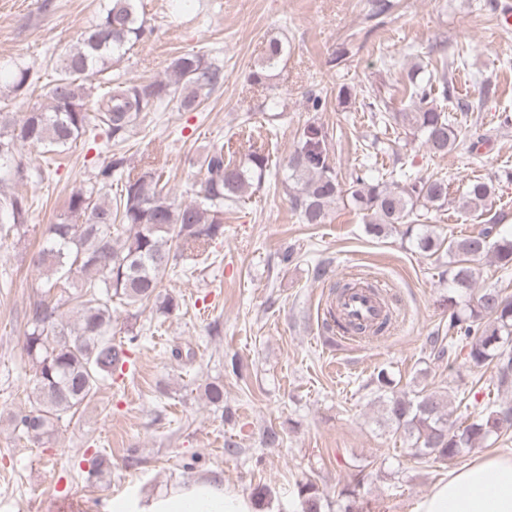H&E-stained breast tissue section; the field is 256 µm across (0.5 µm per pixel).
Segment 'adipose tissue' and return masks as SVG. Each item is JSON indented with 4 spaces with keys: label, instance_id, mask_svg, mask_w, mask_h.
<instances>
[{
    "label": "adipose tissue",
    "instance_id": "adipose-tissue-1",
    "mask_svg": "<svg viewBox=\"0 0 512 512\" xmlns=\"http://www.w3.org/2000/svg\"><path fill=\"white\" fill-rule=\"evenodd\" d=\"M112 512H259L254 499L215 478L175 481L151 491L133 487L112 500ZM422 512H512V455L471 461L451 472Z\"/></svg>",
    "mask_w": 512,
    "mask_h": 512
}]
</instances>
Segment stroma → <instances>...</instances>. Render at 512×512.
<instances>
[{
    "label": "stroma",
    "instance_id": "stroma-1",
    "mask_svg": "<svg viewBox=\"0 0 512 512\" xmlns=\"http://www.w3.org/2000/svg\"><path fill=\"white\" fill-rule=\"evenodd\" d=\"M500 0H139L149 34L110 67L131 82L162 79L171 60L199 53L223 64L224 86L204 111L177 103L146 118L124 147L129 166L155 168L179 202L193 201L200 180L192 156L217 145L235 159L254 149L270 171L238 207L224 213V237L208 257L184 260L165 275L163 292L178 313L133 312L117 306L115 340L140 338L132 370L114 375L103 390L56 433L34 444L14 429L28 409L34 369L23 352L25 313L45 292L46 273L31 262L48 225L66 216L72 190L88 184L107 153L91 138L60 154L25 144L19 154L42 178L0 187L31 205L26 224L0 235V512H51L73 499L78 512H112L113 497L132 487H155L195 477L221 478L244 494L262 487L261 512H301L296 484L311 480L325 512H340L345 491L355 512H418L437 484L461 461L512 453V439L465 452L462 460L423 463L393 436L382 416L373 377L387 370L399 392L483 388L476 399L501 400L491 369H476L465 353L438 360L427 338L448 334L449 284L444 262L420 251L401 230L375 238L367 216L337 206L325 223L305 224L284 191L283 164L305 126L328 133V158L340 182L362 164L377 170L403 166L418 176L448 179V202L432 208L418 233L460 237L495 221L512 229V184L502 183L488 213L461 209L469 180L512 169V27L499 21ZM105 0H0V72L25 65L39 80L24 92L0 83V110L43 107L54 68L81 34L100 19ZM286 51L265 87L248 76L270 39ZM464 63H457V56ZM449 61L450 111L477 149L465 157L430 156L409 129L387 125L369 112L380 97L389 111L407 109L402 90L412 67L429 73ZM323 105L313 109L309 96ZM281 116L268 123L267 98ZM475 103L464 111L465 103ZM295 259L286 264L284 252ZM327 274L313 276L316 264ZM368 276L396 297L400 314L376 339L340 346L325 328L330 289L343 275ZM192 349L178 360L172 348ZM237 357L240 375L224 369ZM224 384V404L208 402L206 383ZM279 431V447L261 443L266 428ZM240 451L224 452L225 439ZM112 467L103 478L83 473L96 451Z\"/></svg>",
    "mask_w": 512,
    "mask_h": 512
}]
</instances>
